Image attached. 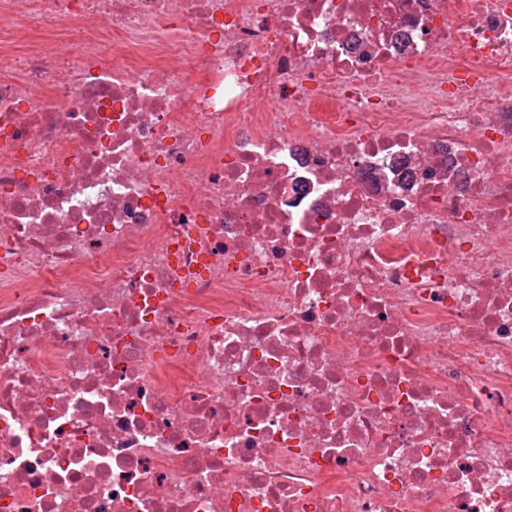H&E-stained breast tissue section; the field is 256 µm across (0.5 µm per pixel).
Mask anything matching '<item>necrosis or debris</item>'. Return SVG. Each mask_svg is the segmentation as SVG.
<instances>
[{"label": "necrosis or debris", "mask_w": 512, "mask_h": 512, "mask_svg": "<svg viewBox=\"0 0 512 512\" xmlns=\"http://www.w3.org/2000/svg\"><path fill=\"white\" fill-rule=\"evenodd\" d=\"M0 512H512V0H0Z\"/></svg>", "instance_id": "1"}]
</instances>
